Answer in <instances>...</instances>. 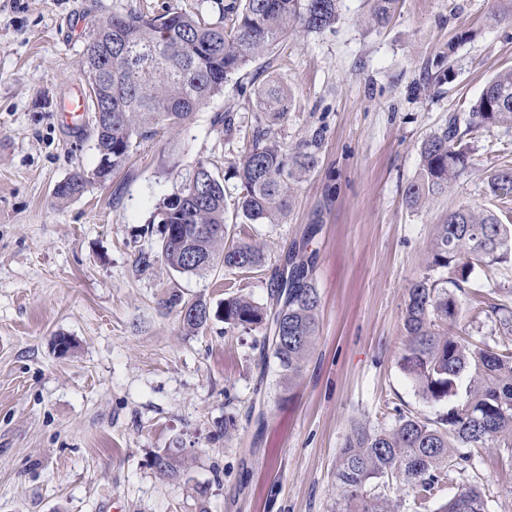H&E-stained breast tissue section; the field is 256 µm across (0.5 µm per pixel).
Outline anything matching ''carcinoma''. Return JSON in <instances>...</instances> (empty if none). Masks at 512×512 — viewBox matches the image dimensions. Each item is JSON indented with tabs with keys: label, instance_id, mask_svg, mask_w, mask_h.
I'll return each instance as SVG.
<instances>
[{
	"label": "carcinoma",
	"instance_id": "cac0c4a2",
	"mask_svg": "<svg viewBox=\"0 0 512 512\" xmlns=\"http://www.w3.org/2000/svg\"><path fill=\"white\" fill-rule=\"evenodd\" d=\"M338 0H222L220 21L201 13L143 10L95 17L87 27L82 75L89 88L94 121L96 178L81 169L58 182L53 196L69 201L92 184H105L124 167L135 143L157 128L187 123L193 114L224 92L235 74L264 57L288 34L321 32L338 19ZM371 20L386 21L396 0H370ZM259 112L250 148L236 164L240 182L233 218L242 224H277L290 207L292 186L317 163L320 134L291 150L281 147L273 126L285 119L291 96L277 80L257 95ZM512 123V69L499 72L472 107L466 126L452 115L420 148L417 177L405 187V201L421 210L448 194L469 166L465 136L484 123ZM196 178L157 207L158 258L171 270L204 275L220 264L228 271L251 273L264 266L263 247L250 239L231 238L224 185L209 165L196 164ZM488 187L503 211L512 209V168H500ZM203 224L208 235H194ZM512 258V224L488 209L461 206L436 225L430 267L447 269L455 287L475 270ZM288 275H276L270 301L254 302L235 293L212 313L207 301L170 294L163 305L177 310L184 330L196 333L219 316L232 327L280 328L282 340H262L265 367L275 364L280 383L293 384L319 332L320 296L312 270L290 259ZM460 315L454 294L424 277L408 288L401 365L423 397L448 400V412L436 421L399 416L389 429L356 423L336 465L342 512H399L386 494L371 491L375 480L394 478L411 490L415 512H488L481 491L463 487L443 502L441 492L453 469L485 448L512 451V350L498 351L450 333ZM152 466L171 479L187 470L182 448H165Z\"/></svg>",
	"mask_w": 512,
	"mask_h": 512
}]
</instances>
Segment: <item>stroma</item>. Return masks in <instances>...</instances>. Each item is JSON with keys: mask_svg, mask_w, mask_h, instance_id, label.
<instances>
[{"mask_svg": "<svg viewBox=\"0 0 512 512\" xmlns=\"http://www.w3.org/2000/svg\"><path fill=\"white\" fill-rule=\"evenodd\" d=\"M143 1L0 0V512H196L197 484L209 512H340L333 471L353 424L448 410L400 366L407 289L447 278L429 256L449 211L498 209L487 181L512 165V125L474 131L468 170L429 207L410 209L404 190L422 142L449 116L468 120L491 78L512 69V0H398L383 25L367 23V0H340L332 28L289 35L190 123L134 146L111 181L57 203L53 186L96 163L92 112L70 123L57 111L88 90L87 23ZM271 77L292 97L277 140L288 149L317 131L322 145L287 216L244 227L264 248L262 270L139 271V253L158 250L150 217L197 162L233 206L232 165ZM296 249L312 264L320 332L290 389L261 371L264 329L217 318L189 334L159 305L177 292L215 307L230 286L266 303ZM455 296L453 333L512 348V321L470 311L482 296L512 311V261L477 269ZM227 418L234 429L216 436ZM165 448L186 450L183 479L153 468ZM469 485L488 512H512V452L475 456L448 490Z\"/></svg>", "mask_w": 512, "mask_h": 512, "instance_id": "35a3bbf8", "label": "stroma"}]
</instances>
